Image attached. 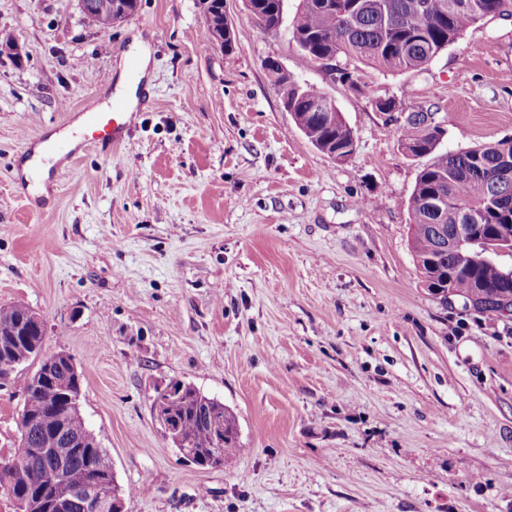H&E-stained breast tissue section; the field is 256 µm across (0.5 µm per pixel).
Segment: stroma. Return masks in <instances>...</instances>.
Wrapping results in <instances>:
<instances>
[{"label":"stroma","mask_w":512,"mask_h":512,"mask_svg":"<svg viewBox=\"0 0 512 512\" xmlns=\"http://www.w3.org/2000/svg\"><path fill=\"white\" fill-rule=\"evenodd\" d=\"M286 24L259 33L224 0H138L103 42L79 0H0V303L72 355L81 415L112 456L126 512H512V317L432 296L409 247L419 164L374 100L445 116L441 150L512 136V17L469 29L425 70L332 80ZM148 43L124 142L88 145L22 187L42 137L109 101L102 82ZM323 87L355 134L343 162L282 106L266 60ZM192 383L229 407L240 449L204 469L151 411ZM23 398L0 387V457Z\"/></svg>","instance_id":"stroma-1"}]
</instances>
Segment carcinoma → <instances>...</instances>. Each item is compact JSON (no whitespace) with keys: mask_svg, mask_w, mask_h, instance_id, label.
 I'll return each mask as SVG.
<instances>
[{"mask_svg":"<svg viewBox=\"0 0 512 512\" xmlns=\"http://www.w3.org/2000/svg\"><path fill=\"white\" fill-rule=\"evenodd\" d=\"M86 2L85 21L109 34L112 12L96 7V0ZM249 10L264 34L282 26L283 0H250ZM511 13L512 0H303L291 33L311 58L343 57L396 74L425 68L470 28ZM269 75L277 87L288 86V112L315 148L330 157L353 153V131L342 113L311 109L326 95L323 88L307 83L298 88L275 69ZM420 116L414 113L395 130L407 156L428 158L410 198V246L422 283L435 296L445 299L451 292L476 310L497 313L502 300L512 297V279L503 276L504 268L484 253L483 245L498 240L512 251V138L450 156L437 149ZM458 224L468 225L475 243L466 252L451 253L448 232ZM28 311L23 303L0 305V361L13 362L17 372L37 365L21 387L29 452L20 464L0 458V489L27 502L30 512H96L94 502L80 495L59 508V489L42 480L48 465L59 460L71 485L119 491L110 453L71 402L81 388L72 356L61 351L50 365L37 361L45 328ZM151 410L172 423L173 444L195 465L220 467L240 448L234 414L191 383L172 380L155 389ZM212 419L223 424L224 434L214 433Z\"/></svg>","mask_w":512,"mask_h":512,"instance_id":"carcinoma-1","label":"carcinoma"}]
</instances>
